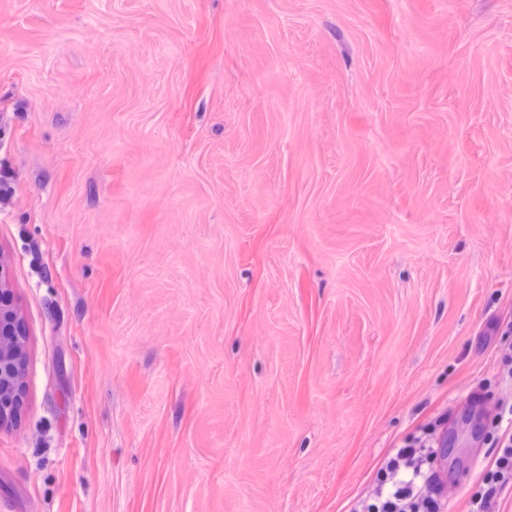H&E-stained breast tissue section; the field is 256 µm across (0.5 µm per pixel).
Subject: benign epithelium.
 Listing matches in <instances>:
<instances>
[{"instance_id":"7a95c632","label":"benign epithelium","mask_w":512,"mask_h":512,"mask_svg":"<svg viewBox=\"0 0 512 512\" xmlns=\"http://www.w3.org/2000/svg\"><path fill=\"white\" fill-rule=\"evenodd\" d=\"M29 333L13 302L12 284L0 262V428L22 423L28 396Z\"/></svg>"}]
</instances>
